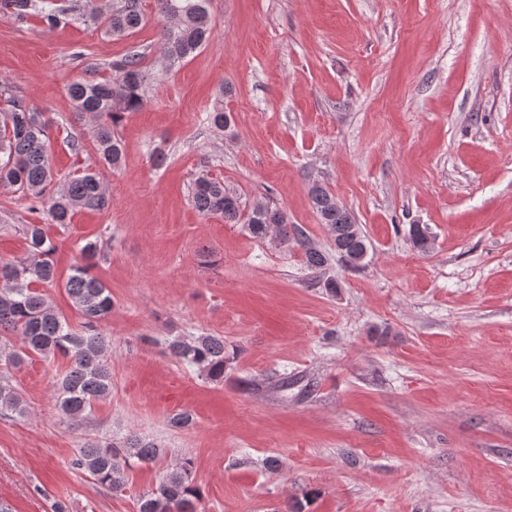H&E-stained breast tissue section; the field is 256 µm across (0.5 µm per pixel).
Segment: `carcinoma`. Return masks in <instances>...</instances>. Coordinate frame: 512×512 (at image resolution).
<instances>
[{
	"instance_id": "obj_1",
	"label": "carcinoma",
	"mask_w": 512,
	"mask_h": 512,
	"mask_svg": "<svg viewBox=\"0 0 512 512\" xmlns=\"http://www.w3.org/2000/svg\"><path fill=\"white\" fill-rule=\"evenodd\" d=\"M155 2L158 13L167 19L159 31L157 49L168 68L194 54L209 39L210 0ZM0 12L21 22L36 18L49 29L90 22L117 38L130 35L144 21L141 0H0ZM145 56L132 50L109 64L110 76L76 80L68 86L76 111L90 120L96 163L112 170L121 167L123 156L117 127L124 113L141 109L150 86ZM0 102L5 105L0 110V187L24 194L31 209L42 211L46 224H70L82 210L110 207L112 197L106 183L88 166L65 182H57L49 156L48 121L15 95L5 80L0 82ZM309 196L320 222L333 235L336 254L348 268L359 269L369 243L354 215L319 183L309 187ZM191 203L200 215L241 224L255 238L273 234L282 245L295 241L312 272L329 263V255L311 242L301 226L288 223L283 210L266 200L246 206L224 181L206 172L193 181ZM22 231L28 242L27 255L0 261V412L24 413L9 368L31 355L46 360L60 356L68 359L69 365L54 383L57 405L65 418L77 421L112 393V368L101 331L112 313V295L93 272L101 247L96 240L86 241L79 248L80 260L61 283L54 260L57 245L45 224H25ZM409 235L419 252L432 249L427 227L412 224ZM59 285L84 318L79 330L49 302L45 289ZM165 348L177 362L197 369L205 379L224 380V366L229 361L224 356V337L173 336L165 341ZM164 454L156 442L138 435L120 442L88 440L77 450L72 466L88 472L97 484L120 492L132 465L153 464ZM198 501L200 488L195 483L193 460L183 457L160 475L155 488L139 495L137 512H196Z\"/></svg>"
}]
</instances>
